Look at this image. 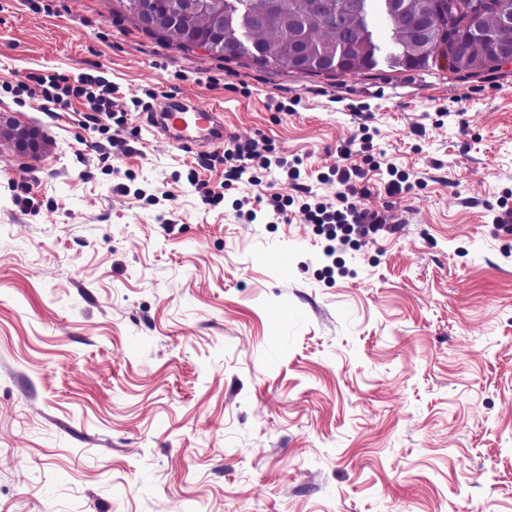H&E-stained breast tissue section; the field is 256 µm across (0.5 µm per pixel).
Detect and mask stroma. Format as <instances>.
Returning a JSON list of instances; mask_svg holds the SVG:
<instances>
[{"instance_id": "35a3bbf8", "label": "stroma", "mask_w": 512, "mask_h": 512, "mask_svg": "<svg viewBox=\"0 0 512 512\" xmlns=\"http://www.w3.org/2000/svg\"><path fill=\"white\" fill-rule=\"evenodd\" d=\"M52 74L100 79L113 117L15 94ZM164 95L308 193L129 117ZM1 112L47 146L0 148V512H512V64L463 80L386 47L327 79L178 49L111 0H0ZM343 165L396 233L308 224ZM235 160L238 164L231 166L224 172L225 181H236L248 174L249 168L254 166L255 160L259 157L255 150V143L252 141L238 142L233 140L224 149V158Z\"/></svg>"}]
</instances>
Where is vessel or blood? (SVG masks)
I'll return each mask as SVG.
<instances>
[{"label": "vessel or blood", "mask_w": 512, "mask_h": 512, "mask_svg": "<svg viewBox=\"0 0 512 512\" xmlns=\"http://www.w3.org/2000/svg\"><path fill=\"white\" fill-rule=\"evenodd\" d=\"M146 126L170 146L188 152L223 144L224 114L221 109L170 96L152 105Z\"/></svg>", "instance_id": "vessel-or-blood-1"}]
</instances>
